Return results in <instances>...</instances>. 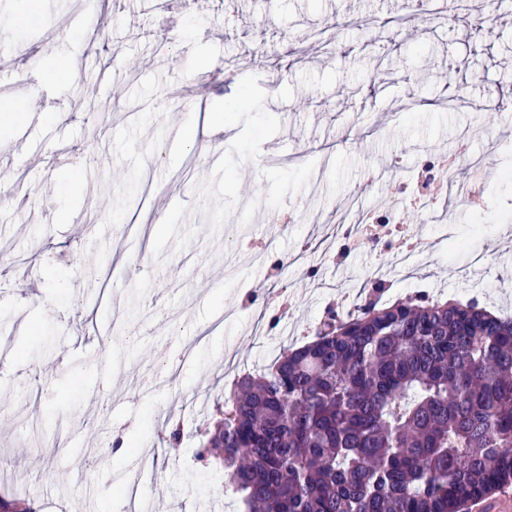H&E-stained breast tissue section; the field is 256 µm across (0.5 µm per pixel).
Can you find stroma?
<instances>
[{
  "mask_svg": "<svg viewBox=\"0 0 512 512\" xmlns=\"http://www.w3.org/2000/svg\"><path fill=\"white\" fill-rule=\"evenodd\" d=\"M36 2L33 30L0 0L12 19L0 55L21 75L0 87V174L25 175L27 200L0 199V498L126 512L118 483L138 454L155 461L141 512H238L222 468L195 458L214 401L313 335L371 263L402 293L420 282L512 313V242L497 231L512 229V30L481 28L491 0L439 25L385 0H179L174 17L153 0H99L98 37L83 0ZM204 73L205 99L185 102ZM21 96L54 115V138L30 126ZM212 112L221 165L167 146L171 125ZM24 136L35 151H18ZM464 146L489 167L468 198L449 197L441 220L411 201L399 212L431 251L401 265L367 242L331 259L336 225ZM250 242L275 245L279 275L251 262ZM281 286L287 314L254 334L245 293ZM165 424L176 443L160 439ZM121 441L133 453L116 454Z\"/></svg>",
  "mask_w": 512,
  "mask_h": 512,
  "instance_id": "stroma-1",
  "label": "stroma"
}]
</instances>
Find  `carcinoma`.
Returning <instances> with one entry per match:
<instances>
[{"label":"carcinoma","mask_w":512,"mask_h":512,"mask_svg":"<svg viewBox=\"0 0 512 512\" xmlns=\"http://www.w3.org/2000/svg\"><path fill=\"white\" fill-rule=\"evenodd\" d=\"M198 459L243 512H467L512 485V317L359 307L238 377Z\"/></svg>","instance_id":"carcinoma-1"}]
</instances>
